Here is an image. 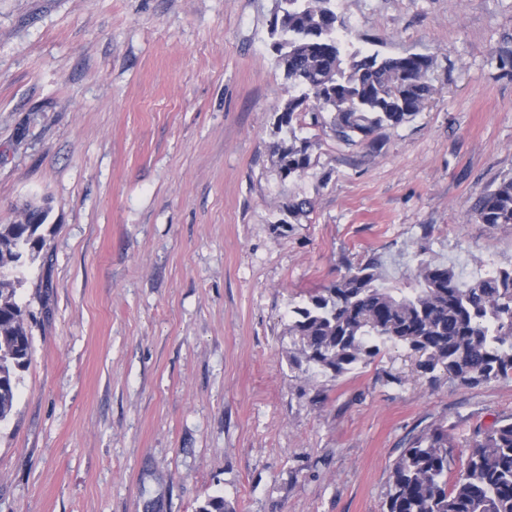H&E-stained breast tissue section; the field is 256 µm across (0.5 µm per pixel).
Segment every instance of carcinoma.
I'll list each match as a JSON object with an SVG mask.
<instances>
[{
    "label": "carcinoma",
    "mask_w": 512,
    "mask_h": 512,
    "mask_svg": "<svg viewBox=\"0 0 512 512\" xmlns=\"http://www.w3.org/2000/svg\"><path fill=\"white\" fill-rule=\"evenodd\" d=\"M271 35L286 79L302 88L288 99L277 124L293 130L311 113L337 139L368 145L381 127H397L421 112L432 94L430 61L409 53L377 60L345 53L342 22L331 0H280ZM315 100L308 107L309 99ZM310 144L277 149L283 178L310 165ZM473 217L481 224L512 225V177L479 196ZM47 210L29 205L14 224H0V424L8 421L20 372L27 368L31 332L16 300L25 283L18 268L36 263L47 241ZM293 363L339 375L379 354L387 343L425 355L424 372L442 368L448 379L475 386L512 376V269L461 280L455 265L418 260L413 284L386 283L381 262L370 258L293 310ZM448 430L413 438L396 460L386 512H512V418L475 433L464 472L448 484Z\"/></svg>",
    "instance_id": "carcinoma-1"
}]
</instances>
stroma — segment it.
Listing matches in <instances>:
<instances>
[{"instance_id": "35a3bbf8", "label": "stroma", "mask_w": 512, "mask_h": 512, "mask_svg": "<svg viewBox=\"0 0 512 512\" xmlns=\"http://www.w3.org/2000/svg\"><path fill=\"white\" fill-rule=\"evenodd\" d=\"M333 5L345 52L428 56L433 93L374 149L295 126L285 178L279 0H0V224L48 209L0 512H386L411 438L447 426L453 481L512 417V377L461 387L402 344L290 361L293 308L371 256L400 288L417 253L512 267V225L470 219L512 176V0ZM310 144L307 140L300 145L292 143L289 146H280L277 149L278 163L282 177L288 178L298 172L304 171L310 165Z\"/></svg>"}]
</instances>
